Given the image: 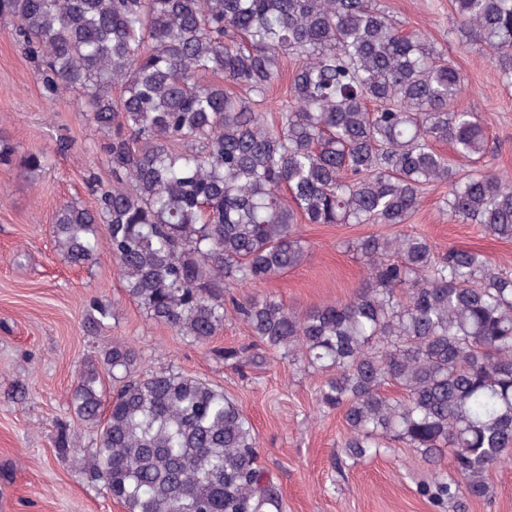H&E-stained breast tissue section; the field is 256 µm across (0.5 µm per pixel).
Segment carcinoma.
Listing matches in <instances>:
<instances>
[{"mask_svg":"<svg viewBox=\"0 0 512 512\" xmlns=\"http://www.w3.org/2000/svg\"><path fill=\"white\" fill-rule=\"evenodd\" d=\"M512 83V0H452ZM45 90L82 93L112 184L62 205L53 238L71 265L101 254L152 321L203 344L233 312L263 346L326 374L345 453L401 442L434 466L419 492L461 512L492 496L512 463V275L481 254L412 232L371 234L349 300L297 312L229 293L296 268V225L407 224L425 186L448 185V215L512 241V175L463 174L490 151L444 51L405 32L379 0H0ZM295 63L276 120L267 99ZM43 153L0 166L27 179ZM94 305L88 328L109 329ZM114 340L79 373L68 404L96 429L85 475L125 512H281L257 467L259 438L224 390L174 370L135 375ZM395 387L400 398L385 395Z\"/></svg>","mask_w":512,"mask_h":512,"instance_id":"cac0c4a2","label":"carcinoma"}]
</instances>
